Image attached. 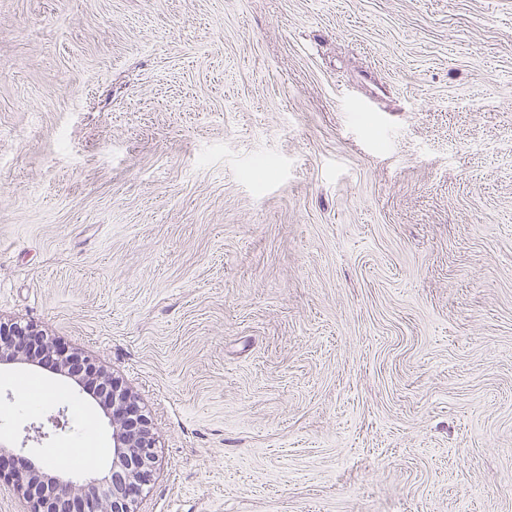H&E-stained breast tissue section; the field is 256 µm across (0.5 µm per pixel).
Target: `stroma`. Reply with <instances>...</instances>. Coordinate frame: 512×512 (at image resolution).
Wrapping results in <instances>:
<instances>
[{
    "label": "stroma",
    "instance_id": "1",
    "mask_svg": "<svg viewBox=\"0 0 512 512\" xmlns=\"http://www.w3.org/2000/svg\"><path fill=\"white\" fill-rule=\"evenodd\" d=\"M0 319L137 512H512V0H0ZM41 354L57 356L56 373L83 391L101 383L104 394L112 393V407L99 401L112 426V481L101 474L82 483L63 478L48 480L43 466L1 451L0 482L16 488L27 504V512H135L137 498L152 480L155 463V438L136 398L87 356L64 353L32 324L0 320V364L37 367ZM104 483L110 489L102 496L100 486Z\"/></svg>",
    "mask_w": 512,
    "mask_h": 512
}]
</instances>
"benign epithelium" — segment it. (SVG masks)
Instances as JSON below:
<instances>
[{
  "label": "benign epithelium",
  "instance_id": "obj_1",
  "mask_svg": "<svg viewBox=\"0 0 512 512\" xmlns=\"http://www.w3.org/2000/svg\"><path fill=\"white\" fill-rule=\"evenodd\" d=\"M58 357L56 373L79 388L102 384L112 394L107 413L112 426V481L97 474L82 483L46 478L44 467L13 453H0V481L12 484L27 504V512H135L143 489L151 482L155 438L136 398L88 357L66 354L31 324L0 321V364L37 366L40 355ZM66 427L64 411L25 428L22 444L49 436L47 427Z\"/></svg>",
  "mask_w": 512,
  "mask_h": 512
}]
</instances>
